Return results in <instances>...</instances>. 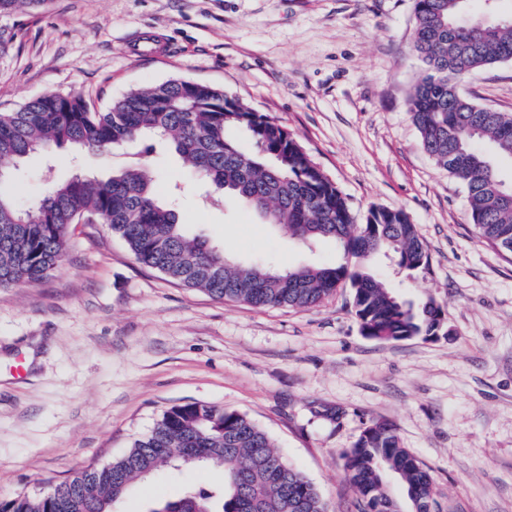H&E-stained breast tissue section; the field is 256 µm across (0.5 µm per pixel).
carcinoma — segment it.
<instances>
[{"label":"carcinoma","mask_w":512,"mask_h":512,"mask_svg":"<svg viewBox=\"0 0 512 512\" xmlns=\"http://www.w3.org/2000/svg\"><path fill=\"white\" fill-rule=\"evenodd\" d=\"M468 2L415 0L413 50L425 75L412 89L409 111L425 151L466 188L477 235L512 256V183L500 172L502 162L512 163V115L475 104L457 86L476 69L512 60V18L474 19ZM239 133L253 150L241 147ZM151 139L169 141L190 174L213 185L218 198L233 199L300 241L332 240L346 260L286 270L267 260L232 261L185 230L137 162L105 181L76 175L53 180L29 208L8 190L13 175L0 179V288L48 276L66 261L67 238L79 217L95 216L140 264L217 300L308 308L347 286L367 336L400 341L446 333L434 296L406 301L368 271L369 260L381 252L391 253L403 271L428 268L429 254L408 214L372 208L358 221L341 190L287 128L222 90L171 79L128 91L107 112L91 111L80 96L45 94L0 113V163L64 145L106 152L141 141L147 153ZM349 256L360 262L350 264ZM343 459L361 512H438L429 469L402 446L393 424L367 425ZM196 465L222 470L223 483L157 499L146 512H328L317 487L251 418L200 403L170 408L121 457L82 469L50 495L0 497V512H112L137 481L165 468ZM390 477L400 481L403 499L391 493Z\"/></svg>","instance_id":"1"}]
</instances>
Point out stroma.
Here are the masks:
<instances>
[{
    "instance_id": "1",
    "label": "stroma",
    "mask_w": 512,
    "mask_h": 512,
    "mask_svg": "<svg viewBox=\"0 0 512 512\" xmlns=\"http://www.w3.org/2000/svg\"><path fill=\"white\" fill-rule=\"evenodd\" d=\"M415 0H45L0 13V112L46 93L95 112L133 88L178 78L274 116L347 197L354 213L404 210L430 267L372 266L403 298L430 294L447 335L365 336L348 290L302 309L257 308L178 285L136 261L104 224L76 225L66 263L41 282L0 288V497L121 456L169 408L246 413L319 489L357 512L343 453L369 423L395 425L430 470L441 512H512V258L479 238L464 186L423 148L408 108L424 73ZM512 114V61L460 85ZM141 154L183 224L244 262L332 265L334 242L305 245L234 203L206 202L157 141L54 161L28 158L11 191L29 206L46 176L100 179ZM220 471L165 470L116 512L218 485Z\"/></svg>"
}]
</instances>
